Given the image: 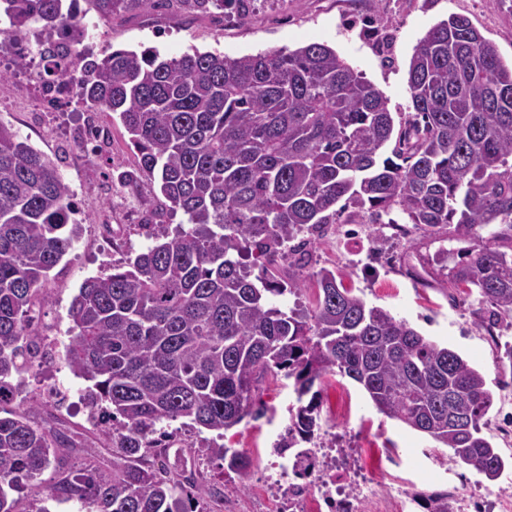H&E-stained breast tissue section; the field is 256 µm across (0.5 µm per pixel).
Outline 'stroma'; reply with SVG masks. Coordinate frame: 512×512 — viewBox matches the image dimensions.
I'll use <instances>...</instances> for the list:
<instances>
[{
    "mask_svg": "<svg viewBox=\"0 0 512 512\" xmlns=\"http://www.w3.org/2000/svg\"><path fill=\"white\" fill-rule=\"evenodd\" d=\"M451 15L467 17L502 61L512 62V0H434L428 7L423 0H252L245 15L231 22L219 14L202 15L176 6L109 19L90 12L82 46L97 58L115 49L146 47L164 57L196 50L239 57L320 42L361 71L385 95L394 120L400 122L414 113L407 86L414 48L429 27ZM13 60L9 45L0 46V69L7 73L0 82V122L11 125L22 140L56 163L74 195L81 225L71 251L43 284L48 298L42 307L44 332L62 346L71 336L69 305L84 281L144 251L154 236L174 229L184 216L159 215L157 199L138 175L139 159L118 114H92L72 104L58 112L18 110V93H25L32 105L40 94L28 85L25 73L14 71ZM90 120L112 133L111 147L97 156L86 154L77 141ZM127 173L136 175V183L124 181ZM386 230L383 224H330L309 236L303 252L290 253L280 263L281 272L297 270L303 280L299 295L283 296V304L313 306V272L332 269L368 305L406 319L427 338L459 353L484 376L493 393L481 430L498 448L508 470L505 477L490 482L450 461V449L381 414L360 386L337 373L326 375L320 385L316 439L328 448H384L412 460L416 475L409 491L414 495L449 492L465 484L478 494L512 498V371L505 367L512 328H479L490 306L477 290L455 288L427 274L424 263L450 235V228L437 235L412 229L409 235L393 238L386 253L375 255L373 241ZM85 386L58 358L22 376L19 398L28 405H57L70 425L95 437L99 430L78 395ZM294 402L291 382L267 376L255 397L264 416L245 418L226 431L225 444L248 449L259 438L272 446L285 433ZM247 459L244 472L227 470L218 460L205 463L203 479L224 488L228 496L248 497L262 480L264 461L251 452Z\"/></svg>",
    "mask_w": 512,
    "mask_h": 512,
    "instance_id": "35a3bbf8",
    "label": "stroma"
}]
</instances>
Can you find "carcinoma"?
I'll return each mask as SVG.
<instances>
[{"label":"carcinoma","mask_w":512,"mask_h":512,"mask_svg":"<svg viewBox=\"0 0 512 512\" xmlns=\"http://www.w3.org/2000/svg\"><path fill=\"white\" fill-rule=\"evenodd\" d=\"M158 1L228 17L245 2L86 0L102 18ZM2 18L9 41L30 26L65 36L42 50L49 82L90 112L119 114L151 191L186 222L87 279L68 308L64 358L89 382L83 399L103 426L107 470L88 435L48 408L38 423L16 402L13 377L49 355L35 332L42 283L77 227L54 163L0 122V512H49L46 499L85 512H214L224 493L202 483L200 465L246 469L220 440L262 416L253 398L268 373L293 381L298 403L278 448L312 439L314 386L337 372L378 411L449 448L451 461L491 481L505 473L481 434L493 393L460 354L326 268L314 273L312 309L277 301L300 289L296 274L278 276L298 235L344 212L348 224H378L396 209L430 234L454 225L452 241L468 247H440L430 274L473 286L489 322L512 328V254L497 246L512 241V65L467 18L451 15L419 40L407 71L414 115L398 126L383 93L324 43L99 59L79 48V0H0ZM182 419L216 437L171 461L157 425ZM63 452L82 455L81 467L65 469ZM50 467L55 480L43 487ZM28 488L36 495L23 508ZM422 499L426 512H448V494Z\"/></svg>","instance_id":"obj_1"}]
</instances>
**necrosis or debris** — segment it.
<instances>
[{
  "instance_id": "1",
  "label": "necrosis or debris",
  "mask_w": 512,
  "mask_h": 512,
  "mask_svg": "<svg viewBox=\"0 0 512 512\" xmlns=\"http://www.w3.org/2000/svg\"><path fill=\"white\" fill-rule=\"evenodd\" d=\"M251 512H416L406 483L390 481L393 455L368 465L362 449H266Z\"/></svg>"
}]
</instances>
